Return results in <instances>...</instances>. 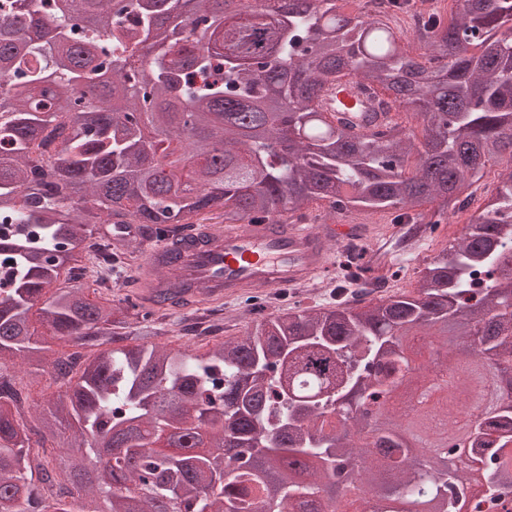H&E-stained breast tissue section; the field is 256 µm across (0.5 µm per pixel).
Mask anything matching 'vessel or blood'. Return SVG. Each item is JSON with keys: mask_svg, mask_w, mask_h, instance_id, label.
<instances>
[{"mask_svg": "<svg viewBox=\"0 0 512 512\" xmlns=\"http://www.w3.org/2000/svg\"><path fill=\"white\" fill-rule=\"evenodd\" d=\"M332 122L346 121L367 131L387 120L357 80L347 78L322 96ZM353 233L347 224H234L208 226L178 245L181 258L170 262L166 245L152 248L143 265L141 295L151 299L180 293L182 299L228 301L243 291L299 288L329 272V246Z\"/></svg>", "mask_w": 512, "mask_h": 512, "instance_id": "b4317fda", "label": "vessel or blood"}]
</instances>
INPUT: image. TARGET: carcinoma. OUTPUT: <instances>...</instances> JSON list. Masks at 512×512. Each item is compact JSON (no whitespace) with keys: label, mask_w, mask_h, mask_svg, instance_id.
Returning <instances> with one entry per match:
<instances>
[{"label":"carcinoma","mask_w":512,"mask_h":512,"mask_svg":"<svg viewBox=\"0 0 512 512\" xmlns=\"http://www.w3.org/2000/svg\"><path fill=\"white\" fill-rule=\"evenodd\" d=\"M230 2L0 0V370L59 384L30 429L0 375V512H336L348 493L380 512L499 508L512 488V0L421 11L418 58L390 25L410 0L368 18L289 0L271 21ZM347 75L415 113L422 146L392 120L363 134L329 122L320 97ZM490 162L496 193L414 291L374 303L351 283L203 352L152 341L166 313L134 300L133 250L112 243L114 224L176 244L213 219L305 224L319 201L433 233ZM90 264L98 301L83 282L51 287ZM410 336L429 338L433 363L442 349L469 361L432 414L476 407L472 430L406 424L398 398L424 368ZM382 395L383 414L366 405ZM115 437L125 453L91 469Z\"/></svg>","instance_id":"obj_1"}]
</instances>
